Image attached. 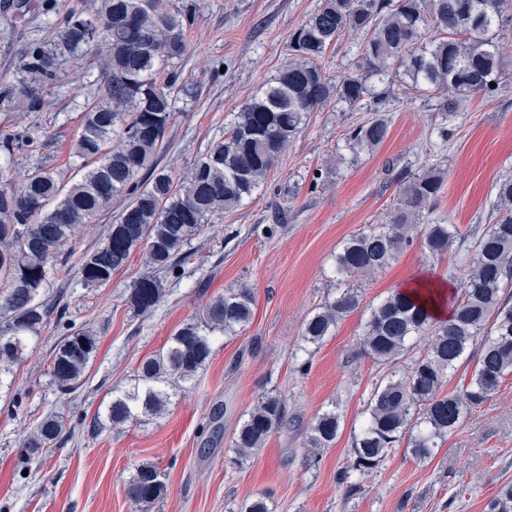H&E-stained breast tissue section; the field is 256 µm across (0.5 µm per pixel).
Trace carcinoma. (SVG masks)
Masks as SVG:
<instances>
[{"mask_svg": "<svg viewBox=\"0 0 512 512\" xmlns=\"http://www.w3.org/2000/svg\"><path fill=\"white\" fill-rule=\"evenodd\" d=\"M192 16L178 0H95L92 10L65 11L51 42H31L21 55L23 76L8 92L20 112L44 107L43 87L57 74L61 60L92 48L108 53L102 100L84 107L73 154L78 174L64 182L44 168L24 175L19 184L11 168L0 164V385L11 368L24 361L46 325L52 306L41 290L58 273L56 257L75 229L98 214L123 204L117 232L83 254L79 271L85 286L100 288L140 251L151 268L177 273L183 249L209 220L238 208L261 186L287 151L305 120L332 102L373 104V116L347 133L351 153L382 144L387 120L377 114L395 87L433 95L442 119L462 109L475 95L491 98L508 76L505 40L512 33V0H321L318 9L290 36L288 62L274 82L236 112L224 138L211 143L191 169L175 179L158 167L157 157L174 118L178 96L191 94L176 71L163 62L181 60L189 51L186 34ZM435 36L422 41L425 31ZM344 32L362 36V63L337 77L322 65L329 47ZM387 82L383 92L370 84ZM30 127L6 120L0 125V152L35 140ZM443 180L427 170L402 188L391 220L374 224L343 243L336 253V291L304 323L302 340L320 344L340 319L360 305L359 283L395 259L414 238L434 256L448 252L460 235L455 224L419 223L438 197ZM497 208L491 227L475 235L462 257L465 279L461 300L440 321L429 309L433 297H412L399 290L371 308L360 349L386 365L416 347H426L401 375L375 383L367 401V419L353 442V459L339 472L349 491L409 437L412 452L428 458L436 439L457 427L463 415L486 404L502 380L512 375V176L494 186ZM164 297L156 275L135 280L125 298L134 316H149ZM254 296L247 288L231 290L209 303L199 318L178 326L159 353L143 359L134 386L112 398L105 417L119 431L129 423L161 414L179 384L195 379L212 355V337L245 329L253 316ZM97 336L71 325L51 352L48 373L60 394H73L97 350ZM476 348V364L467 386L447 393L448 374ZM288 424V408L277 394L260 398L241 422L233 441L238 464L248 452L264 447ZM64 417L50 412L33 424L22 445L30 461L58 443ZM340 415H319L308 435L311 448H329L336 440ZM158 466H136L126 492L149 510L166 495ZM488 512H512V483L502 485Z\"/></svg>", "mask_w": 512, "mask_h": 512, "instance_id": "1", "label": "carcinoma"}]
</instances>
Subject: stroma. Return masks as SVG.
<instances>
[{
	"instance_id": "35a3bbf8",
	"label": "stroma",
	"mask_w": 512,
	"mask_h": 512,
	"mask_svg": "<svg viewBox=\"0 0 512 512\" xmlns=\"http://www.w3.org/2000/svg\"><path fill=\"white\" fill-rule=\"evenodd\" d=\"M188 2L194 14L190 49L178 69L193 93L177 100L159 154L160 167L177 174L274 79L288 60L290 34L320 4ZM53 32L40 17L11 31L0 26V93L16 85L25 45ZM105 69L104 55L93 50L62 60L46 106L28 117L39 138L15 149L14 171L43 166L65 181L75 176L79 161L72 145L82 108L102 95ZM383 110L390 121L387 139L357 156L345 136L367 118L365 107L332 103L311 113L264 185L236 211L212 218L189 245L178 275L165 278V298L152 315L133 316L124 305L132 282L147 271L140 254L103 287H86L81 278L80 257L104 242L115 213L96 216L60 247V272L46 297L64 315L51 320L27 360L14 367L11 386L0 387V512H135L126 488L146 461L159 467L167 485L150 512H239L260 492L269 495L272 512H487L499 487L512 482V376L439 438L431 457L417 459L403 441L355 492L336 481L352 458L381 373L359 349L371 307L422 275L459 286L464 273L451 271V263L471 246L468 229L492 224V187L512 175V81L495 97H473L445 123L422 93L394 90ZM443 123L444 139L438 134ZM426 166L443 178L426 221L457 225L463 237L441 257L413 241L391 265L360 279L361 304L332 336L305 344L306 319L335 290L333 267L343 242L385 223L403 177ZM241 287L254 293V318L241 333L216 336L194 386L178 392L160 417L118 433L108 424L95 427V416L113 395L133 385L143 358L159 352L212 299ZM73 323L95 329L98 349L81 387L63 396L50 383L48 364ZM267 393L286 399L287 425L243 463L229 464L239 424ZM330 409L340 416L334 444L308 448L312 424ZM54 410L65 413L66 433L53 451L23 465L30 423Z\"/></svg>"
}]
</instances>
